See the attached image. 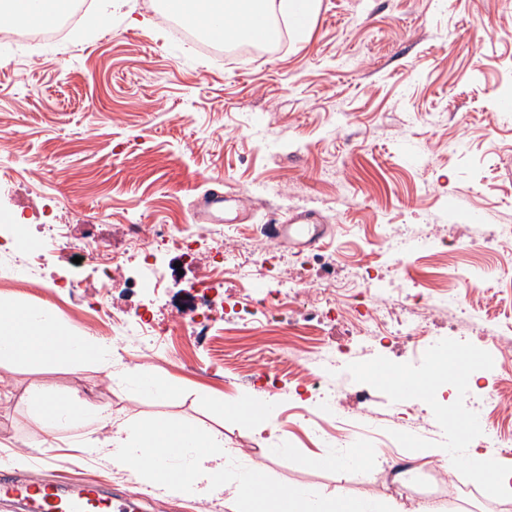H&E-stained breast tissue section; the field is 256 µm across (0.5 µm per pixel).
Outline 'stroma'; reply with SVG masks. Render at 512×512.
I'll return each mask as SVG.
<instances>
[{
    "instance_id": "35a3bbf8",
    "label": "stroma",
    "mask_w": 512,
    "mask_h": 512,
    "mask_svg": "<svg viewBox=\"0 0 512 512\" xmlns=\"http://www.w3.org/2000/svg\"><path fill=\"white\" fill-rule=\"evenodd\" d=\"M154 0H95L81 22L56 42L0 43V217L49 208L83 241L93 224H193L195 199L211 189L238 192L252 213L225 224V242L250 246L255 227L277 224L293 210L319 212L330 230L311 250L281 249L292 275L307 274L312 254L335 263L337 278L359 265L382 268L424 300L449 291L465 307L480 305L491 324L512 325V251L493 254L478 240L496 224L512 225V0H320L309 30L254 56L209 54L156 22ZM462 211L448 220V203ZM398 227L403 250L382 245ZM72 253H51L44 271L18 279L20 261L0 258V297L50 308L91 341L111 342L95 311L74 310L54 293L50 275L91 284L92 269ZM454 309L434 313L425 334L455 356L479 354L503 405L489 424L512 437V358L451 329ZM355 325L320 333H271L216 327L196 343L174 336L144 356L126 339L122 372L79 371L0 361V456L26 455L15 477L52 482L92 480L117 495L146 497L142 512H202L204 500L136 482L108 454L71 449L79 431L44 440L25 400L30 387L48 395L82 394L126 418L162 417L220 431L232 454L225 481L251 463L279 489L305 487L325 498H365L379 507L424 502L445 512H503L485 479L465 466L440 477L439 461L422 466L406 486L383 471L366 474L311 465V458L376 449L384 461L409 460L421 444L448 441L433 412L443 399H393L390 384L363 375L394 364L411 374L431 363L397 342L363 348ZM349 348L329 381L351 391L329 417L307 395L310 378L279 365L284 348L308 363L319 347ZM247 370L254 384L234 378ZM171 380L165 400L140 386L143 374ZM371 394L370 408L355 391ZM269 399L271 426L220 413L241 391Z\"/></svg>"
}]
</instances>
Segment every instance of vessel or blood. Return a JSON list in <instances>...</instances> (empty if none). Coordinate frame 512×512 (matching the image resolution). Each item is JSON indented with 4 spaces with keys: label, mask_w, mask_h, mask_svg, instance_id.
<instances>
[{
    "label": "vessel or blood",
    "mask_w": 512,
    "mask_h": 512,
    "mask_svg": "<svg viewBox=\"0 0 512 512\" xmlns=\"http://www.w3.org/2000/svg\"><path fill=\"white\" fill-rule=\"evenodd\" d=\"M228 203L224 192L211 191L195 205L194 217L202 224L221 221ZM277 241L284 247H310L321 238L312 211L292 213L274 227ZM0 499L23 503L24 512H127L122 501L106 496L96 484H79L70 493H62L60 485L47 484L38 478L19 480L0 473Z\"/></svg>",
    "instance_id": "1"
}]
</instances>
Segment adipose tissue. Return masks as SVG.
<instances>
[{
    "label": "adipose tissue",
    "mask_w": 512,
    "mask_h": 512,
    "mask_svg": "<svg viewBox=\"0 0 512 512\" xmlns=\"http://www.w3.org/2000/svg\"><path fill=\"white\" fill-rule=\"evenodd\" d=\"M298 0H180L184 17L208 37L228 39L249 29L257 20L279 11L295 12ZM0 353L5 358L36 365H54L76 371L96 363L113 365L112 348L76 335L46 308L28 306L13 299H0ZM28 397L37 407L40 423L48 433L78 423L102 422L100 412H80L78 400L59 402L31 388ZM109 424L104 444L112 461L136 480H148L171 493L187 491L213 496L226 490L224 484V439L213 428L197 424L177 426L162 418L116 419ZM170 448L191 454L193 465L175 473L158 463L155 451ZM466 466L490 478L492 491L512 501V466L495 451L465 460ZM235 512H377L374 505L351 498L324 501L304 488L273 489L262 468H253L235 484Z\"/></svg>",
    "instance_id": "adipose-tissue-1"
}]
</instances>
